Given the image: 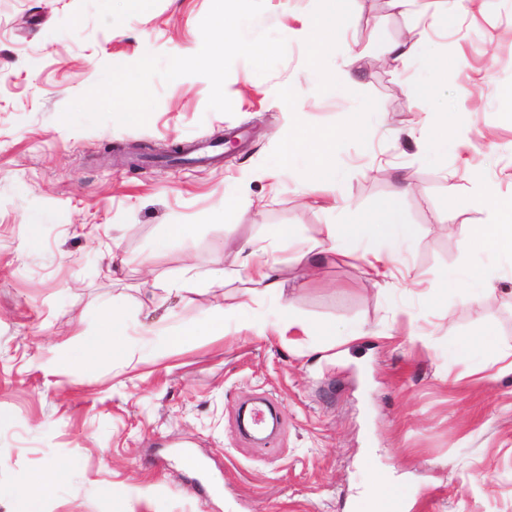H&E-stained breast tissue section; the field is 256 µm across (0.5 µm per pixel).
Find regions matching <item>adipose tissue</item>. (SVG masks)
Returning <instances> with one entry per match:
<instances>
[{"instance_id":"adipose-tissue-1","label":"adipose tissue","mask_w":512,"mask_h":512,"mask_svg":"<svg viewBox=\"0 0 512 512\" xmlns=\"http://www.w3.org/2000/svg\"><path fill=\"white\" fill-rule=\"evenodd\" d=\"M370 129L363 118L354 119L346 132L334 130H300L280 144L282 162L288 163L297 156H305L312 180L319 185L335 187L339 175L331 162L345 135L356 137L369 135ZM494 219L489 224L474 225L471 238L478 250L498 257L512 259V199L495 200L491 203ZM322 233L331 244L332 251L349 254L350 247L364 234L371 233L395 243L413 238V225L402 223L396 212L382 208L368 215H352L348 223L325 225ZM496 333L480 330L474 337L457 338L448 344L451 357L470 363L473 371L485 368L488 356L500 354ZM409 489L390 475L373 472L370 486L359 499L360 512H405Z\"/></svg>"}]
</instances>
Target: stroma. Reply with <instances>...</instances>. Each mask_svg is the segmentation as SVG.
Instances as JSON below:
<instances>
[{"mask_svg":"<svg viewBox=\"0 0 512 512\" xmlns=\"http://www.w3.org/2000/svg\"><path fill=\"white\" fill-rule=\"evenodd\" d=\"M210 5L0 0V512H23L35 484L40 512H355L374 469L411 487L408 512H512V374L448 356L449 340L485 326L512 351V261L470 240L493 220L489 200L512 197V0H345L320 61L307 30L321 0H264L246 33L286 37V56L265 76L233 62L232 114L208 110V79L188 75L154 79L145 126L61 122L105 66L197 53ZM410 35L419 51L393 69L386 51ZM429 51L447 72L428 69ZM424 83L434 103L418 102ZM438 102L466 122L441 157L429 147ZM358 112L374 134L344 140L335 189L304 160L280 163L295 126L342 130ZM421 112L423 139L411 132ZM218 136L235 146L216 162L129 156ZM240 196L270 204L224 215ZM385 204L420 234L397 248L365 238L307 270L298 241ZM172 224L189 231L171 236ZM278 224L293 242H273ZM245 240L272 247L279 295L250 293L225 267V244ZM389 252L394 276L375 283L369 261ZM476 264L493 287L479 304L458 283ZM284 303L297 327L282 324ZM218 304L223 335L170 345ZM112 310L127 319L124 353L88 359L85 339ZM320 328L335 330L331 349ZM257 395L281 419L265 443L238 427Z\"/></svg>","mask_w":512,"mask_h":512,"instance_id":"stroma-1","label":"stroma"}]
</instances>
